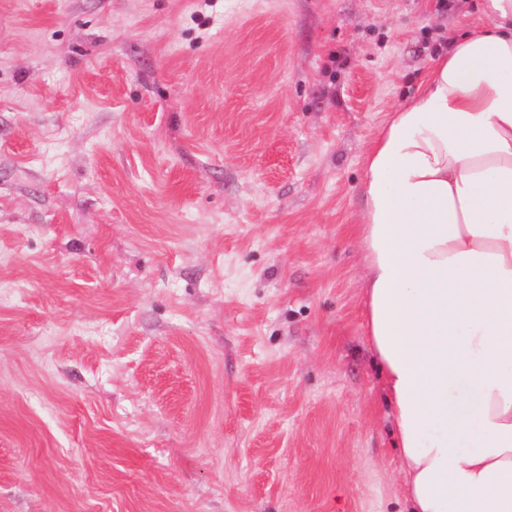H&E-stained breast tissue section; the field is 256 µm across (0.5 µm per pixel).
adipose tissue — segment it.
I'll list each match as a JSON object with an SVG mask.
<instances>
[{
  "label": "adipose tissue",
  "instance_id": "1",
  "mask_svg": "<svg viewBox=\"0 0 512 512\" xmlns=\"http://www.w3.org/2000/svg\"><path fill=\"white\" fill-rule=\"evenodd\" d=\"M365 156V326L407 512H512V0Z\"/></svg>",
  "mask_w": 512,
  "mask_h": 512
}]
</instances>
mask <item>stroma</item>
<instances>
[{
  "label": "stroma",
  "mask_w": 512,
  "mask_h": 512,
  "mask_svg": "<svg viewBox=\"0 0 512 512\" xmlns=\"http://www.w3.org/2000/svg\"><path fill=\"white\" fill-rule=\"evenodd\" d=\"M479 0H0V512H404L369 144Z\"/></svg>",
  "instance_id": "stroma-1"
}]
</instances>
